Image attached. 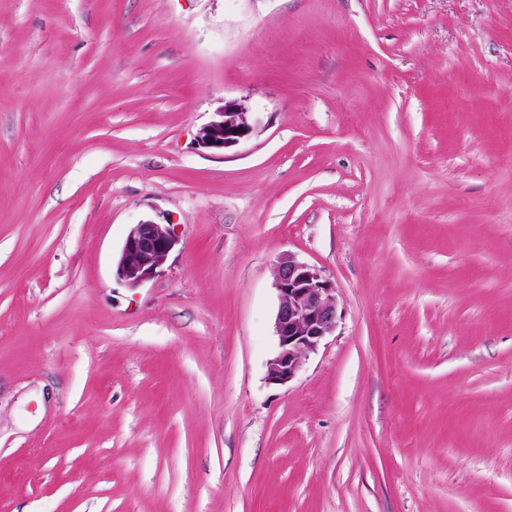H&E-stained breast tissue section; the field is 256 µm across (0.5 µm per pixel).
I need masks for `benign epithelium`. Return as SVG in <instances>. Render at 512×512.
Here are the masks:
<instances>
[{"mask_svg":"<svg viewBox=\"0 0 512 512\" xmlns=\"http://www.w3.org/2000/svg\"><path fill=\"white\" fill-rule=\"evenodd\" d=\"M252 133L247 113L235 100L224 101L217 118L202 126L199 144L224 151ZM178 244L170 225L151 220L130 227L116 263V274L136 288L157 276ZM277 306L274 332L278 349L267 365L266 379L285 385L296 377L307 356L336 329L335 288L321 270L288 253L278 258L274 282Z\"/></svg>","mask_w":512,"mask_h":512,"instance_id":"obj_1","label":"benign epithelium"}]
</instances>
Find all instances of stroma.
I'll list each match as a JSON object with an SVG mask.
<instances>
[{
	"instance_id": "obj_1",
	"label": "stroma",
	"mask_w": 512,
	"mask_h": 512,
	"mask_svg": "<svg viewBox=\"0 0 512 512\" xmlns=\"http://www.w3.org/2000/svg\"><path fill=\"white\" fill-rule=\"evenodd\" d=\"M0 512H512V0H0ZM216 113L217 118L199 130L198 142L202 147L224 151L238 145L252 133L248 113L242 111L237 101H225L223 112ZM178 238L169 224L151 220L130 227L116 263V274L131 288L157 276ZM274 332L278 349L266 379L285 385L296 377L307 356L336 329L335 288L321 270L288 253L277 262Z\"/></svg>"
}]
</instances>
